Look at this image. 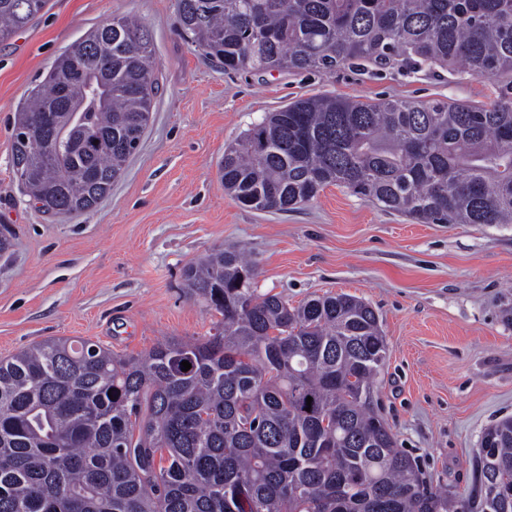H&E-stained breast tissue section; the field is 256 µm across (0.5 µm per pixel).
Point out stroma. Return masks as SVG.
I'll list each match as a JSON object with an SVG mask.
<instances>
[{
  "label": "stroma",
  "mask_w": 512,
  "mask_h": 512,
  "mask_svg": "<svg viewBox=\"0 0 512 512\" xmlns=\"http://www.w3.org/2000/svg\"><path fill=\"white\" fill-rule=\"evenodd\" d=\"M133 17L161 71L139 149L92 212L49 217L12 168V128L29 90L89 30ZM486 79L394 69L227 73L180 35L175 0H50L0 44V360L49 338L137 355L212 334L218 314L188 295L184 269L235 247L260 292L291 305L345 292L377 312L388 345L375 397L397 445L433 483L473 486L483 430L512 416V224H415L330 185L289 212L225 193L224 150L266 113L316 95L482 106Z\"/></svg>",
  "instance_id": "obj_1"
}]
</instances>
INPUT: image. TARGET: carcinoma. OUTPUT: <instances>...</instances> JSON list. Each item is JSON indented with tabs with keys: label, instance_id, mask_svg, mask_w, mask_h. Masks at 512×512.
I'll list each match as a JSON object with an SVG mask.
<instances>
[{
	"label": "carcinoma",
	"instance_id": "carcinoma-1",
	"mask_svg": "<svg viewBox=\"0 0 512 512\" xmlns=\"http://www.w3.org/2000/svg\"><path fill=\"white\" fill-rule=\"evenodd\" d=\"M47 4L0 0V42ZM176 14L226 71L440 67L499 83L485 106L297 99L224 150V192L242 206L287 212L336 185L416 224H512V0H176ZM87 80L104 82L96 103H82ZM158 81L149 31L124 17L57 58L12 135L36 209L81 215L108 195ZM63 85L83 107L62 137ZM183 276L221 315L207 338L137 357L50 339L0 360V512H512L511 416L482 432L467 496L397 448L373 402L388 348L369 303L292 306L258 292L236 249Z\"/></svg>",
	"mask_w": 512,
	"mask_h": 512
}]
</instances>
